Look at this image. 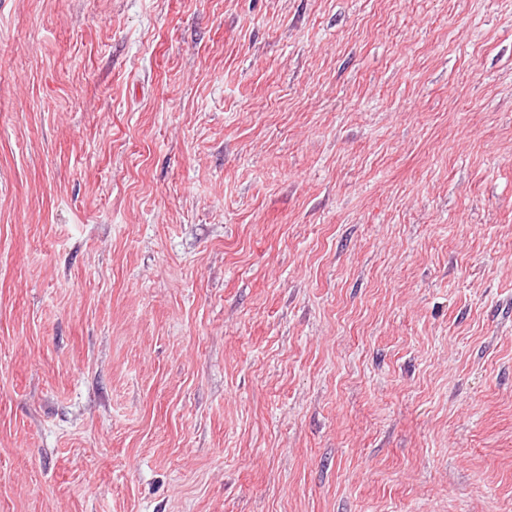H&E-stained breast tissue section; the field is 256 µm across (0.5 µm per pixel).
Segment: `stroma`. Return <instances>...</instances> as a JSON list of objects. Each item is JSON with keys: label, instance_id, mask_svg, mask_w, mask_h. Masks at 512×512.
<instances>
[{"label": "stroma", "instance_id": "stroma-1", "mask_svg": "<svg viewBox=\"0 0 512 512\" xmlns=\"http://www.w3.org/2000/svg\"><path fill=\"white\" fill-rule=\"evenodd\" d=\"M0 512H512V0H0Z\"/></svg>", "mask_w": 512, "mask_h": 512}]
</instances>
